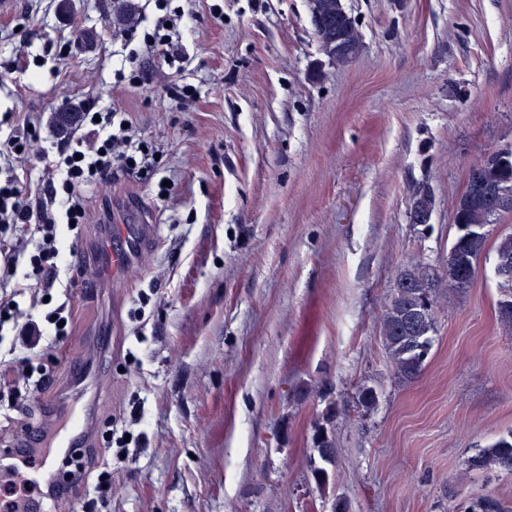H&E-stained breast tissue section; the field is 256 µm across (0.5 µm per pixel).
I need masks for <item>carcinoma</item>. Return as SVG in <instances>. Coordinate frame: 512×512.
<instances>
[{"mask_svg":"<svg viewBox=\"0 0 512 512\" xmlns=\"http://www.w3.org/2000/svg\"><path fill=\"white\" fill-rule=\"evenodd\" d=\"M310 13L332 15V31L343 38V43L353 48L361 47V34L346 12L343 0H308ZM484 174L492 181L509 182L512 189V172L506 174L485 158L478 163ZM455 221L468 227H485L495 223L498 212L474 195H461L453 204ZM487 234L472 233L459 235L451 244L448 253L459 262L479 269L485 251ZM448 289L462 296L471 288L476 274L464 281L460 280L453 263L446 269ZM398 287L393 289L379 327L380 337L391 360L396 380L401 384L414 382L420 377L425 361L432 348L435 332L434 300L430 287L434 282L429 267L410 262L400 267L395 276ZM503 298L498 302V320L502 329L512 331V277L501 278ZM333 418L332 409H327L322 421L314 427L311 438L313 451L324 463H332L336 456V444L328 424ZM470 465L478 469H494L512 472V434L501 437L482 449L470 460Z\"/></svg>","mask_w":512,"mask_h":512,"instance_id":"cac0c4a2","label":"carcinoma"}]
</instances>
